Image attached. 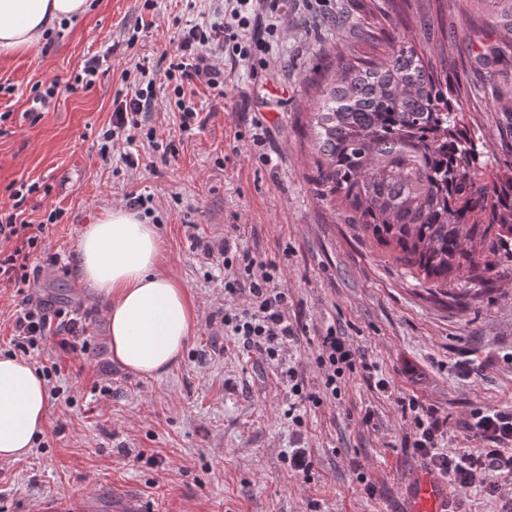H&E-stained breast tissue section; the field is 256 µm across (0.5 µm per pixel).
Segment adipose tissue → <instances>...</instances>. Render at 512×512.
I'll list each match as a JSON object with an SVG mask.
<instances>
[{"label":"adipose tissue","mask_w":512,"mask_h":512,"mask_svg":"<svg viewBox=\"0 0 512 512\" xmlns=\"http://www.w3.org/2000/svg\"><path fill=\"white\" fill-rule=\"evenodd\" d=\"M91 0H0V58L30 52L62 25L89 12ZM155 225L116 208L86 225L78 275L105 305L114 362L142 377L172 371L198 313L161 262ZM48 407L43 377L25 359L0 356V461L25 458L42 434Z\"/></svg>","instance_id":"ef3b65f1"}]
</instances>
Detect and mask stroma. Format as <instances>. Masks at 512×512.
<instances>
[{
    "label": "stroma",
    "mask_w": 512,
    "mask_h": 512,
    "mask_svg": "<svg viewBox=\"0 0 512 512\" xmlns=\"http://www.w3.org/2000/svg\"><path fill=\"white\" fill-rule=\"evenodd\" d=\"M441 2L448 37L439 50L467 90L464 123L485 147L491 178L507 158L493 101L503 77L512 78V57L502 75L475 68L473 56L504 32L483 25L472 0ZM222 8L221 0H92L82 19L27 55L0 58V113L9 115L0 122V209L11 208L12 185L39 182L23 218L45 224L43 246L60 261L43 267L33 290L76 311L88 342L74 354L49 345L30 356L36 367L62 360L61 394L49 399L30 455L0 463V512L92 494L99 512H112L115 494L140 499L147 512H415L411 481L427 465L404 447L411 428L400 398L418 397L447 418L443 445L452 453L476 446L465 427L471 411L512 410V255L489 256L490 291L435 298L319 195L308 127L317 84L341 58L372 55L399 25L390 0H288L267 66L225 68L220 97L187 87L205 127L180 131L167 86L145 117L155 140L130 147L138 165L117 155L102 161L99 135L116 96L137 82L136 62L166 69L178 22L207 21ZM139 23L143 32L127 45ZM93 57L95 82H76ZM54 80L59 95L27 119L36 85ZM264 153L272 164L261 162ZM130 194L151 197L162 264L199 310L180 363L160 377L113 362L103 308L77 276L83 229ZM54 209L63 216L47 224ZM196 236L234 238L282 266L288 318L307 331L281 360L225 335L224 269L200 258ZM329 326L375 365L388 391L354 375L339 379L338 399L317 407L290 392V369L317 391L316 333ZM292 448L309 450L308 475L289 470ZM447 491L453 512H502L512 499V483L494 495L478 481Z\"/></svg>",
    "instance_id": "1"
}]
</instances>
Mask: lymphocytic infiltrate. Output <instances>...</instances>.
Here are the masks:
<instances>
[{
    "label": "lymphocytic infiltrate",
    "mask_w": 512,
    "mask_h": 512,
    "mask_svg": "<svg viewBox=\"0 0 512 512\" xmlns=\"http://www.w3.org/2000/svg\"><path fill=\"white\" fill-rule=\"evenodd\" d=\"M286 2L225 0L222 17L181 28L177 52L164 73L136 63L139 82L131 96L118 104L108 128L103 130L100 154H109L120 144H133L137 134L142 133L144 114L154 104L157 82L161 79L174 86V105L180 114L181 130L203 127L199 110L185 95V86L200 83L214 92H223L224 69L213 61L219 54L253 70L265 66ZM38 190L37 183H21L12 192L16 210L0 216V284L24 293L23 307L13 323V342L25 354L41 352L49 339L63 352L83 351L87 342L80 319L65 310L50 309L45 302L25 293L42 264L57 262L56 256L44 255L40 231L22 222L18 212L27 197ZM218 255L224 264L225 294L245 293L250 298L247 308L225 311L226 335L242 339L244 345L270 359L279 358L291 342L298 340L300 332L299 326L288 319V294L279 286L280 265L268 261L262 265V274H255L257 263L252 253L229 243ZM317 338L316 362L325 371L321 391L304 392L295 371L287 373L291 392L305 396L316 405L337 396L338 377L375 371L374 365L356 359L334 327L318 332ZM402 411L413 423L408 448L425 459L429 469L448 483L466 486L481 474L488 481V491L493 492L499 488L498 477L512 476V410L473 411L466 427L481 438L483 446L455 457L445 453L441 444L446 421L435 408L412 397L403 404Z\"/></svg>",
    "instance_id": "1"
}]
</instances>
